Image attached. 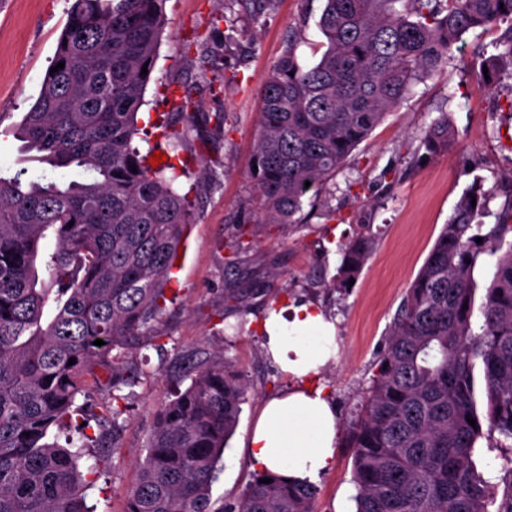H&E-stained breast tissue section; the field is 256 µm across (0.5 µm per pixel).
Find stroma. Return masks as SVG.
<instances>
[{
	"mask_svg": "<svg viewBox=\"0 0 512 512\" xmlns=\"http://www.w3.org/2000/svg\"><path fill=\"white\" fill-rule=\"evenodd\" d=\"M325 0H272L260 21L232 0H167L166 26L138 125L151 130L173 104L169 85L197 102L199 115L224 113L223 133L213 135L203 156L186 154L197 187L195 222L187 249L169 285L173 296L159 335L131 359L136 374L119 450L79 459L80 471L99 465L86 492L94 512H123L155 418L185 388L192 361L228 358L244 376L247 392L238 423L212 490L214 508L237 499L253 470L241 446L264 399L296 386L267 356L258 324L270 305L304 299L336 323L335 361L316 377L348 431L372 376L393 318L456 203L475 179L486 189L483 223H495L507 204L498 185L512 171V75L495 88L481 79L482 53L498 32L476 29L452 49L453 59L415 84L307 199L298 226L262 223L248 173L260 120L261 82L288 46L301 65L313 64L323 36L318 27ZM70 0H0V123L21 122L35 103L67 22ZM447 115L454 136L447 149L427 156L421 145L428 126ZM26 170L28 177L62 182L82 172L33 161L13 135H0V174ZM370 227L374 248L352 288H326L341 262L339 246ZM249 242L234 252L235 240ZM316 512H354L357 493L349 448L337 445L333 466L318 476Z\"/></svg>",
	"mask_w": 512,
	"mask_h": 512,
	"instance_id": "1",
	"label": "stroma"
}]
</instances>
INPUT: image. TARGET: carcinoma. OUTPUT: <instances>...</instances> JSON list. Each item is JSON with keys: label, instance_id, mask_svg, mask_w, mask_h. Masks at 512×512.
I'll return each instance as SVG.
<instances>
[{"label": "carcinoma", "instance_id": "carcinoma-1", "mask_svg": "<svg viewBox=\"0 0 512 512\" xmlns=\"http://www.w3.org/2000/svg\"><path fill=\"white\" fill-rule=\"evenodd\" d=\"M165 3L73 0L51 63L64 68L45 76L35 103L11 128L36 161L80 169L88 179L0 175V512H90L77 460L94 442L119 447L124 389L134 385L121 358L152 340L166 309L170 271L193 223L191 202L173 185L187 164L171 159L196 141L206 144L208 135L193 102L175 97L182 125H157L172 146L168 161L153 167V150L132 145ZM503 24L495 53L484 60L490 88L496 62L512 63V0H326L317 61L303 67L290 52L259 87L250 178L267 223H298L306 195L336 174L413 85L450 60L453 45L472 30ZM450 134L444 113L421 146L435 154ZM505 179L508 204L495 224L477 221L481 183L458 201L377 353L345 442L356 512H490L495 504L497 512H512V481L497 499V485L475 460L486 434L512 442V243L498 254L512 235V170ZM50 229L56 248L45 268L56 312L47 320L51 289L38 287L37 261ZM372 245L368 231L350 239L333 289L349 288ZM485 252L497 258L475 328L473 270ZM97 339L104 345H94ZM99 371L112 391V418L97 419L98 436L76 450L48 442L66 423L85 433L91 414L77 395ZM244 394L228 360L193 365L190 384L158 414L125 512H214L212 488ZM317 496L312 483L255 472L221 512H315Z\"/></svg>", "mask_w": 512, "mask_h": 512}]
</instances>
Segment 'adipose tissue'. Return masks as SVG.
<instances>
[{"instance_id":"obj_1","label":"adipose tissue","mask_w":512,"mask_h":512,"mask_svg":"<svg viewBox=\"0 0 512 512\" xmlns=\"http://www.w3.org/2000/svg\"><path fill=\"white\" fill-rule=\"evenodd\" d=\"M272 361L299 380L267 398L245 442L252 468L311 481L336 454L339 415L324 387L309 380L336 358V325L312 302L272 309L260 322Z\"/></svg>"}]
</instances>
